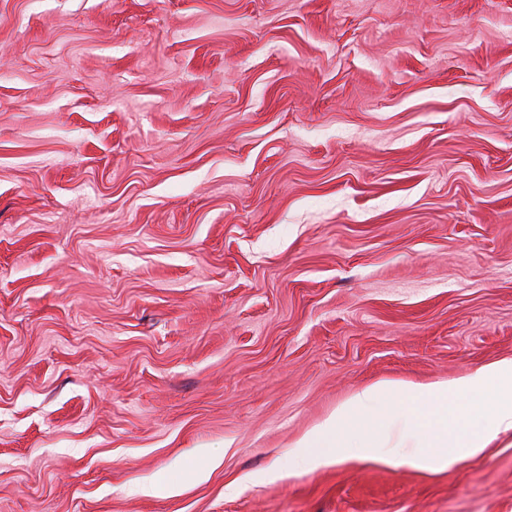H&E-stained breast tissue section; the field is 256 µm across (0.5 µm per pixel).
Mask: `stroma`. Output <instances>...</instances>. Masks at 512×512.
I'll return each mask as SVG.
<instances>
[{"instance_id":"obj_1","label":"stroma","mask_w":512,"mask_h":512,"mask_svg":"<svg viewBox=\"0 0 512 512\" xmlns=\"http://www.w3.org/2000/svg\"><path fill=\"white\" fill-rule=\"evenodd\" d=\"M503 358L512 0H0V512H512L291 459Z\"/></svg>"}]
</instances>
